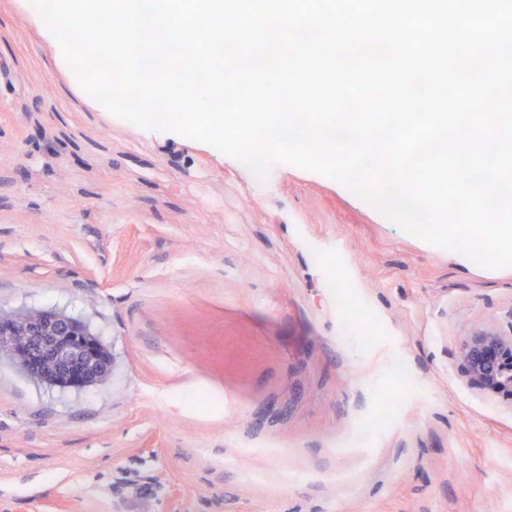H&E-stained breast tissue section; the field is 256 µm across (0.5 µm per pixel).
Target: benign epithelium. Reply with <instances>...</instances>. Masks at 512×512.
Wrapping results in <instances>:
<instances>
[{"label": "benign epithelium", "mask_w": 512, "mask_h": 512, "mask_svg": "<svg viewBox=\"0 0 512 512\" xmlns=\"http://www.w3.org/2000/svg\"><path fill=\"white\" fill-rule=\"evenodd\" d=\"M52 386L93 385L111 361L86 325L54 310L25 314L0 311V353ZM467 383L487 396L512 403V329L505 333L482 321L459 346Z\"/></svg>", "instance_id": "benign-epithelium-1"}]
</instances>
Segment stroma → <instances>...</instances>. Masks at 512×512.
<instances>
[{
    "label": "stroma",
    "mask_w": 512,
    "mask_h": 512,
    "mask_svg": "<svg viewBox=\"0 0 512 512\" xmlns=\"http://www.w3.org/2000/svg\"><path fill=\"white\" fill-rule=\"evenodd\" d=\"M0 64V311H62L111 358L80 390L0 361V512H512V406L457 356L512 328V266L117 118L29 0H0Z\"/></svg>",
    "instance_id": "obj_1"
}]
</instances>
